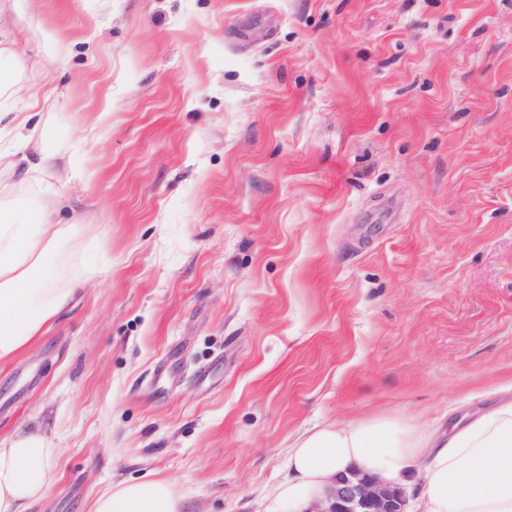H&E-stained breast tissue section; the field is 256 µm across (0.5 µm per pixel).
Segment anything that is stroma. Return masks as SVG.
Listing matches in <instances>:
<instances>
[{
	"label": "stroma",
	"mask_w": 512,
	"mask_h": 512,
	"mask_svg": "<svg viewBox=\"0 0 512 512\" xmlns=\"http://www.w3.org/2000/svg\"><path fill=\"white\" fill-rule=\"evenodd\" d=\"M0 97L62 165L71 309L0 362L32 512L121 479L258 512L299 435L467 423L512 386V0H0ZM53 452L36 435L0 442V512H30L51 483Z\"/></svg>",
	"instance_id": "stroma-1"
}]
</instances>
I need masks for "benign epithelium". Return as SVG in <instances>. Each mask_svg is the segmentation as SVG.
<instances>
[{"instance_id":"benign-epithelium-1","label":"benign epithelium","mask_w":512,"mask_h":512,"mask_svg":"<svg viewBox=\"0 0 512 512\" xmlns=\"http://www.w3.org/2000/svg\"><path fill=\"white\" fill-rule=\"evenodd\" d=\"M406 493L380 483L375 477L352 472L339 474L324 500L311 512H406Z\"/></svg>"}]
</instances>
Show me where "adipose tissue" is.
Returning <instances> with one entry per match:
<instances>
[{"label": "adipose tissue", "instance_id": "adipose-tissue-1", "mask_svg": "<svg viewBox=\"0 0 512 512\" xmlns=\"http://www.w3.org/2000/svg\"><path fill=\"white\" fill-rule=\"evenodd\" d=\"M78 231L57 223L45 204L0 209V361L71 308L73 289L59 286L51 270L59 245ZM52 455L36 435L0 444V512H29L51 483ZM351 470L401 487L414 512H512V396L448 434L371 417L301 435L261 512H308L331 478ZM91 512H182V502L168 480L145 476L114 483Z\"/></svg>", "mask_w": 512, "mask_h": 512}]
</instances>
